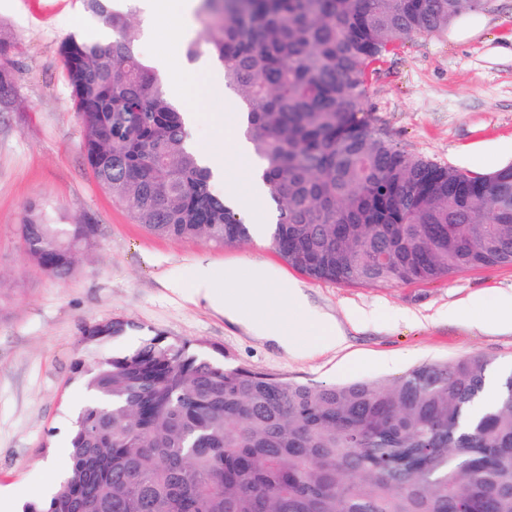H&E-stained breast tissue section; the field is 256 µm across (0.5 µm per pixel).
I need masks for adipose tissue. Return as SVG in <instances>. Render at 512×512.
<instances>
[{
    "label": "adipose tissue",
    "mask_w": 512,
    "mask_h": 512,
    "mask_svg": "<svg viewBox=\"0 0 512 512\" xmlns=\"http://www.w3.org/2000/svg\"><path fill=\"white\" fill-rule=\"evenodd\" d=\"M202 157L220 180L227 182L225 197L246 208L256 221H263L267 189L258 173H251L245 191L229 186L239 163L253 160L245 140L239 134H232L226 140L224 151L206 150ZM248 279V287L242 288L232 277L204 265L198 273L196 291L212 305L223 309L225 316L250 327L285 350H293V338L299 327L290 320L288 313L306 310L307 301L302 288L292 281L275 288L267 287L265 268L259 263L251 265Z\"/></svg>",
    "instance_id": "1"
}]
</instances>
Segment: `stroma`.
<instances>
[{
  "instance_id": "35a3bbf8",
  "label": "stroma",
  "mask_w": 512,
  "mask_h": 512,
  "mask_svg": "<svg viewBox=\"0 0 512 512\" xmlns=\"http://www.w3.org/2000/svg\"><path fill=\"white\" fill-rule=\"evenodd\" d=\"M103 19L82 0H0V33L16 44L12 102L0 107V489L34 501L54 471L68 469L62 444L89 399L77 361L134 349L162 334L221 350L228 366L291 381H390L414 366L479 354L512 367V326L499 298L512 296V265L464 270L438 281L350 286L316 281L288 265L270 240L218 246L155 236L101 188L81 150V129L59 57L76 34L94 38ZM164 87H188L185 104L202 112L193 127L203 148L224 145L237 123L220 95L199 93L193 67L163 73ZM363 109L402 151L438 164L489 174L512 164V0H488L446 31L416 35L372 65ZM224 115L216 126L210 113ZM55 221L99 227L65 281L48 277L23 250L29 207ZM263 264L269 282H298L303 319L339 325L344 342L323 347L302 332L290 352L228 318L198 296V265L235 278ZM480 293L496 295L484 308ZM121 319L132 330L82 347L85 329Z\"/></svg>"
}]
</instances>
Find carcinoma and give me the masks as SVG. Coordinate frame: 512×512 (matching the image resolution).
<instances>
[{
  "instance_id": "1",
  "label": "carcinoma",
  "mask_w": 512,
  "mask_h": 512,
  "mask_svg": "<svg viewBox=\"0 0 512 512\" xmlns=\"http://www.w3.org/2000/svg\"><path fill=\"white\" fill-rule=\"evenodd\" d=\"M109 0L115 30L60 46L82 151L112 200L149 233L232 245L249 227L189 149L183 113ZM484 0H200L207 54L239 100L244 137L278 217L270 239L313 280L389 286L512 264V165L488 175L405 154L370 128L368 71L399 41L433 34ZM14 46L0 39V104ZM25 253L70 275L94 224L30 209ZM133 324L86 330L97 345ZM77 372L92 401L75 420L69 475L28 512H512V371L417 365L387 383L311 384L163 335Z\"/></svg>"
}]
</instances>
